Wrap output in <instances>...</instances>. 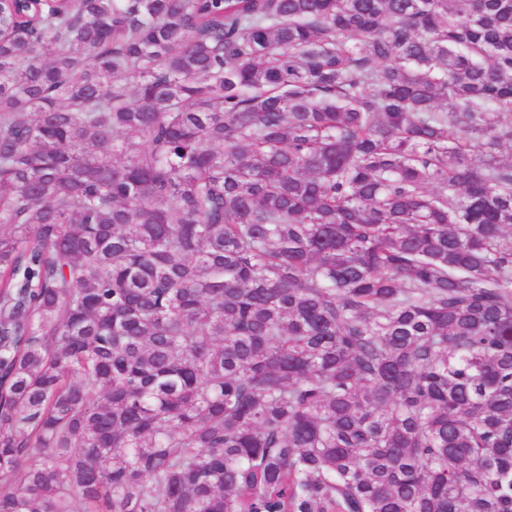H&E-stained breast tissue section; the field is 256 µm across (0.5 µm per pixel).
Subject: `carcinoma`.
<instances>
[{
    "label": "carcinoma",
    "mask_w": 512,
    "mask_h": 512,
    "mask_svg": "<svg viewBox=\"0 0 512 512\" xmlns=\"http://www.w3.org/2000/svg\"><path fill=\"white\" fill-rule=\"evenodd\" d=\"M512 0L0 3V512H512Z\"/></svg>",
    "instance_id": "1"
}]
</instances>
